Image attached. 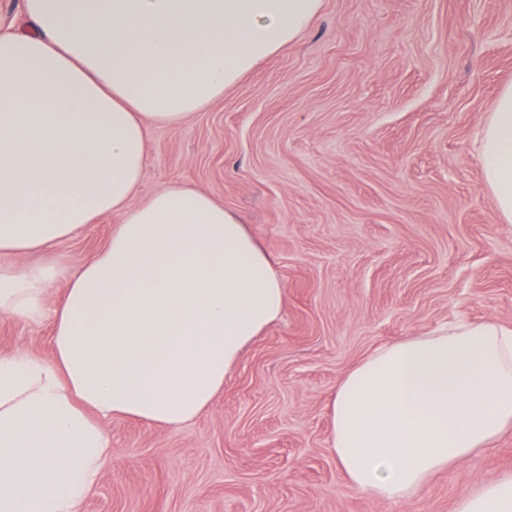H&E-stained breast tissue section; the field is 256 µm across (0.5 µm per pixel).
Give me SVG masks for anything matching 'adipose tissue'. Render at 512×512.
<instances>
[{
    "label": "adipose tissue",
    "instance_id": "obj_1",
    "mask_svg": "<svg viewBox=\"0 0 512 512\" xmlns=\"http://www.w3.org/2000/svg\"><path fill=\"white\" fill-rule=\"evenodd\" d=\"M322 3L22 0L28 32H0V317L50 320L53 347L0 353V512H81L112 458L99 418L188 425L281 316L284 285L235 212L182 184L131 200L152 129L221 98ZM479 142L512 223V86ZM112 214L103 248L65 274L55 248ZM510 432L512 324L494 320L382 345L330 396V448L379 499L411 498ZM454 512H512V472Z\"/></svg>",
    "mask_w": 512,
    "mask_h": 512
}]
</instances>
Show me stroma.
Returning a JSON list of instances; mask_svg holds the SVG:
<instances>
[{
    "label": "stroma",
    "instance_id": "1",
    "mask_svg": "<svg viewBox=\"0 0 512 512\" xmlns=\"http://www.w3.org/2000/svg\"><path fill=\"white\" fill-rule=\"evenodd\" d=\"M512 85V0H323L296 41L189 120L155 127L138 200L171 184L236 212L285 287L190 426L102 419L112 461L83 512H453L512 472V434L384 501L351 487L329 396L375 348L449 320L512 324V223L478 133ZM116 217L56 249L65 273ZM49 322L0 319V352L50 357Z\"/></svg>",
    "mask_w": 512,
    "mask_h": 512
}]
</instances>
